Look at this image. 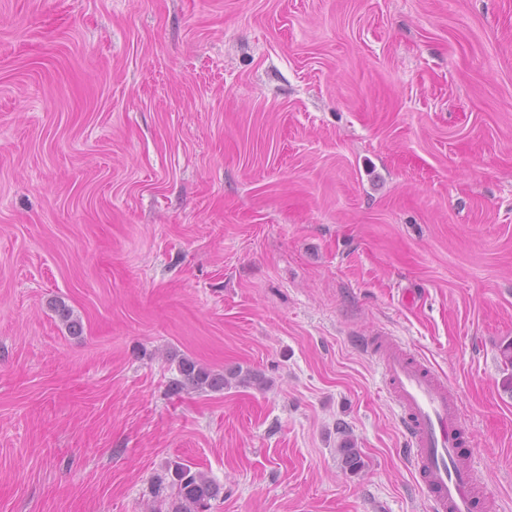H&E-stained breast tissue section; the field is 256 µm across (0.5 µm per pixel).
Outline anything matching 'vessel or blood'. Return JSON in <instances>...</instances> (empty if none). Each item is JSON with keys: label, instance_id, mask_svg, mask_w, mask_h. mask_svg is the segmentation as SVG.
I'll return each instance as SVG.
<instances>
[{"label": "vessel or blood", "instance_id": "1", "mask_svg": "<svg viewBox=\"0 0 512 512\" xmlns=\"http://www.w3.org/2000/svg\"><path fill=\"white\" fill-rule=\"evenodd\" d=\"M380 362L431 512H480L473 470L455 464L463 432L456 395L398 343L385 346Z\"/></svg>", "mask_w": 512, "mask_h": 512}]
</instances>
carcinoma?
<instances>
[{
	"instance_id": "carcinoma-1",
	"label": "carcinoma",
	"mask_w": 512,
	"mask_h": 512,
	"mask_svg": "<svg viewBox=\"0 0 512 512\" xmlns=\"http://www.w3.org/2000/svg\"><path fill=\"white\" fill-rule=\"evenodd\" d=\"M177 371L180 379L175 382V388L193 390L221 391L237 385H263L264 378L259 374L236 367L224 373H217L206 365L189 357L179 360ZM342 467L352 473L359 472L364 466L360 449L355 443L345 439L338 448ZM167 479H158L153 485V493L159 497L169 492L167 512H209L210 501L216 499L221 488L204 473L192 469L191 465L174 461L167 465Z\"/></svg>"
}]
</instances>
